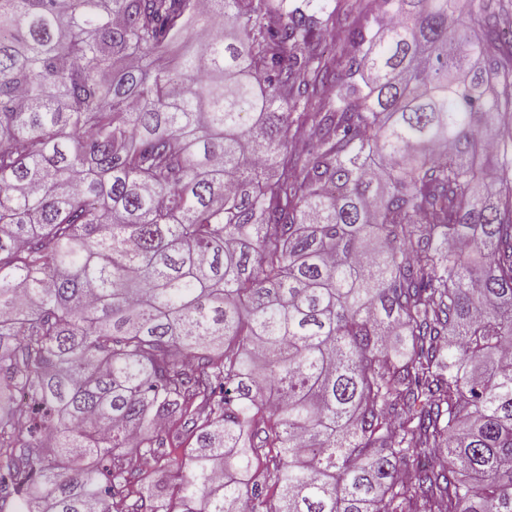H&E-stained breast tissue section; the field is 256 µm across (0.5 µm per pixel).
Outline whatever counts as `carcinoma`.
Segmentation results:
<instances>
[{"mask_svg": "<svg viewBox=\"0 0 512 512\" xmlns=\"http://www.w3.org/2000/svg\"><path fill=\"white\" fill-rule=\"evenodd\" d=\"M378 2L0 0V512H512V44ZM288 5V9L294 5H304L306 13L314 14L321 18L322 25L320 34L323 33L321 40L317 45L318 51L324 52L329 56H335L340 59L341 55L347 50H351L349 45L350 34L360 28L368 27L372 24L373 18L376 14L370 2L362 3V8H351L354 1L344 0H284ZM331 17L328 18V14ZM336 31L342 34V39L336 42H329L324 38L326 31ZM166 451L169 454L167 456L169 459V466L165 468L157 470L152 466L142 463L139 464L140 469L147 472V475L149 476L151 483L155 486L156 493L160 498H169L173 492L172 472L174 471V459L182 455V448H166Z\"/></svg>", "mask_w": 512, "mask_h": 512, "instance_id": "1", "label": "carcinoma"}]
</instances>
